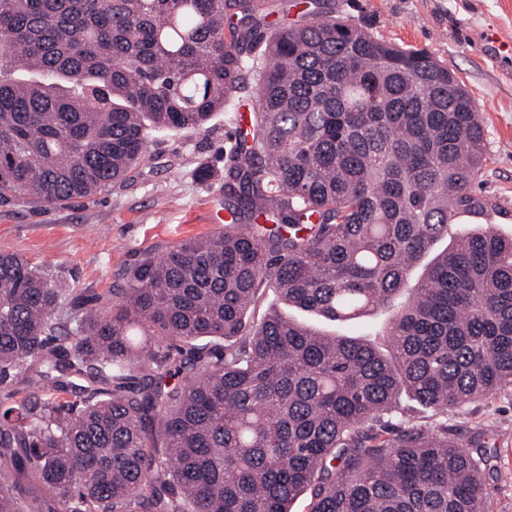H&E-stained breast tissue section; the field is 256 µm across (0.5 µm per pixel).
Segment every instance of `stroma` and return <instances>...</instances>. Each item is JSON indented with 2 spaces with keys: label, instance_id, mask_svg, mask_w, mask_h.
I'll use <instances>...</instances> for the list:
<instances>
[{
  "label": "stroma",
  "instance_id": "obj_1",
  "mask_svg": "<svg viewBox=\"0 0 512 512\" xmlns=\"http://www.w3.org/2000/svg\"><path fill=\"white\" fill-rule=\"evenodd\" d=\"M375 38L427 49L465 85L484 127V161L472 185L488 223L512 236V0H325ZM238 106L216 113L207 130L152 132L128 180L64 205H0V248L23 254L58 286L97 304L112 300L126 268L147 250L219 232L224 156L234 143ZM210 175L201 179L200 168ZM392 316L323 322L329 333L382 345ZM417 426L491 429L495 467L486 478L489 512H512V388L449 409L410 412Z\"/></svg>",
  "mask_w": 512,
  "mask_h": 512
}]
</instances>
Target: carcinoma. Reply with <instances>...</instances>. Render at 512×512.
Here are the masks:
<instances>
[{
    "mask_svg": "<svg viewBox=\"0 0 512 512\" xmlns=\"http://www.w3.org/2000/svg\"><path fill=\"white\" fill-rule=\"evenodd\" d=\"M265 4L0 0V204L120 185L149 130L204 131L250 80L258 112L224 231L145 253L112 305L0 250V512L23 484L29 512H488L490 430L391 422L512 387V238L450 231L482 207L480 115L425 50ZM266 288L393 310L387 351L258 314Z\"/></svg>",
    "mask_w": 512,
    "mask_h": 512,
    "instance_id": "cac0c4a2",
    "label": "carcinoma"
}]
</instances>
